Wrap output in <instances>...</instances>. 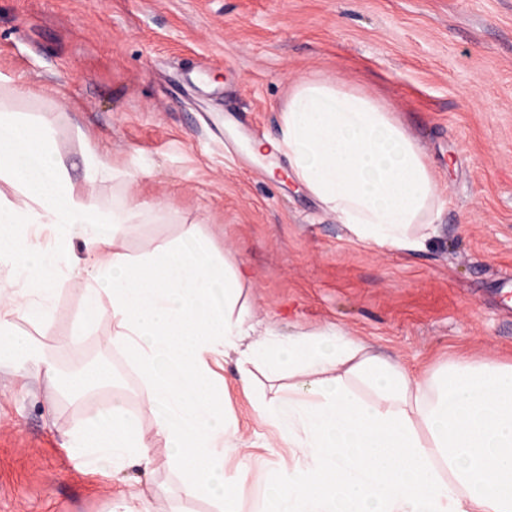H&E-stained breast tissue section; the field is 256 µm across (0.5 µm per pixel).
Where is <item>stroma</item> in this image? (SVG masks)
Masks as SVG:
<instances>
[{"instance_id":"obj_1","label":"stroma","mask_w":512,"mask_h":512,"mask_svg":"<svg viewBox=\"0 0 512 512\" xmlns=\"http://www.w3.org/2000/svg\"><path fill=\"white\" fill-rule=\"evenodd\" d=\"M0 75L29 92L17 112L55 124L76 187L100 158L104 206L124 193L115 167L136 172L141 199L168 205L167 219L123 238L128 252L192 227L230 251L257 334L334 330L415 373L460 357L512 363L501 285L512 276V0H0ZM306 78L366 89L418 139L448 193L422 248L355 240L288 177L287 158L214 137L231 112L276 135L291 85ZM61 102L68 111H56ZM265 165L278 180L259 174ZM85 288L62 273L50 321L18 319L17 333L62 379L111 364L119 391L71 401L0 365V512H124V494L137 491L148 512H216L209 499L180 498L164 446L149 478L75 452V431L116 395L154 436L132 360L104 343L111 321L70 342ZM215 371L250 448L241 510L257 512L291 451L259 421L235 356Z\"/></svg>"}]
</instances>
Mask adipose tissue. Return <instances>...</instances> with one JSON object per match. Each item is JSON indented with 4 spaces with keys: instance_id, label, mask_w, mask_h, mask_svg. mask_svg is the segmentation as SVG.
Returning a JSON list of instances; mask_svg holds the SVG:
<instances>
[{
    "instance_id": "1",
    "label": "adipose tissue",
    "mask_w": 512,
    "mask_h": 512,
    "mask_svg": "<svg viewBox=\"0 0 512 512\" xmlns=\"http://www.w3.org/2000/svg\"><path fill=\"white\" fill-rule=\"evenodd\" d=\"M22 86L0 78V181L21 197H0V255L20 275L0 286V360L19 376L55 383L45 353L14 333L18 317L44 319L37 296L57 284L55 264L82 236L87 258L74 273L90 281L86 309L112 321L106 343L131 355L154 416L155 438L140 433L122 400L82 426L78 447L95 466L133 463L153 473L155 441L173 452L179 490L240 512L245 464L231 442L235 422L208 354L236 353L238 381L255 388L263 370L274 388L255 410L295 453L281 463L261 512H512V363L458 359L414 373L371 355L353 338L326 343L318 332L267 346L253 341V313L241 300L234 263L188 230V242L126 252L120 240L163 209L140 199L134 175L104 213L93 189L75 192L52 122L13 108ZM286 155L296 182L364 242L415 250L448 201L418 142L390 108L365 90L327 78L295 84L278 133L255 150ZM49 230L52 250L29 244ZM291 382L282 388V375Z\"/></svg>"
}]
</instances>
